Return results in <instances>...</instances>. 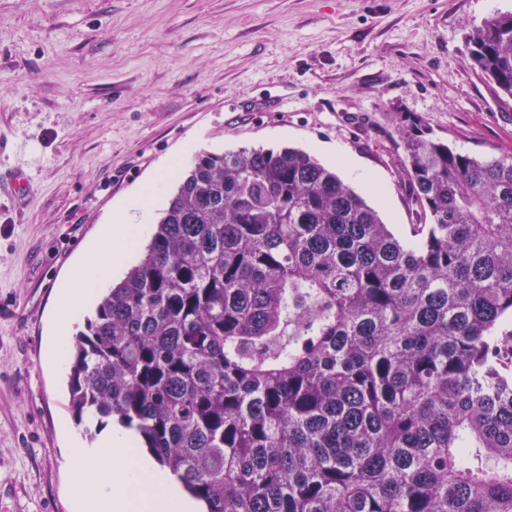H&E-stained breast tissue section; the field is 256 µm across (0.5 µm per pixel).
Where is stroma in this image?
I'll list each match as a JSON object with an SVG mask.
<instances>
[{
	"label": "stroma",
	"instance_id": "stroma-1",
	"mask_svg": "<svg viewBox=\"0 0 512 512\" xmlns=\"http://www.w3.org/2000/svg\"><path fill=\"white\" fill-rule=\"evenodd\" d=\"M512 0H0V512H71L68 373L45 363L61 282L117 205L203 152L299 147L385 223H417L390 113L512 154V100L469 40Z\"/></svg>",
	"mask_w": 512,
	"mask_h": 512
}]
</instances>
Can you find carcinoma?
I'll list each match as a JSON object with an SVG mask.
<instances>
[{"label":"carcinoma","instance_id":"obj_1","mask_svg":"<svg viewBox=\"0 0 512 512\" xmlns=\"http://www.w3.org/2000/svg\"><path fill=\"white\" fill-rule=\"evenodd\" d=\"M512 98V14L470 41ZM411 238L308 152L202 153L72 342L70 406L204 512H512V155L397 113Z\"/></svg>","mask_w":512,"mask_h":512}]
</instances>
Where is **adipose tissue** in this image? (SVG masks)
<instances>
[{"mask_svg":"<svg viewBox=\"0 0 512 512\" xmlns=\"http://www.w3.org/2000/svg\"><path fill=\"white\" fill-rule=\"evenodd\" d=\"M162 180L147 184L132 201L113 211L109 224L76 263L57 292V311L46 340V358L53 370L65 368L71 346L70 326L98 290L124 266L143 237L144 220L159 197ZM131 433L115 427L97 447L73 444L72 512H196L174 479L148 457L134 450Z\"/></svg>","mask_w":512,"mask_h":512,"instance_id":"adipose-tissue-1","label":"adipose tissue"}]
</instances>
